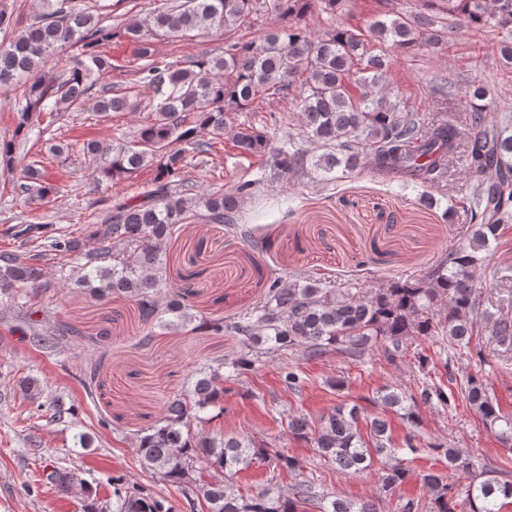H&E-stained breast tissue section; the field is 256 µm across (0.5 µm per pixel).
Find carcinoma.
<instances>
[{
    "label": "carcinoma",
    "mask_w": 512,
    "mask_h": 512,
    "mask_svg": "<svg viewBox=\"0 0 512 512\" xmlns=\"http://www.w3.org/2000/svg\"><path fill=\"white\" fill-rule=\"evenodd\" d=\"M461 17L473 28L512 27V0H423V7ZM44 12L9 41L0 43V88L18 78H29L24 100L17 103L20 136L36 112H60L89 99L104 75L113 69L112 59L92 48L115 37L112 28L90 13L84 0H43ZM339 0H175L155 9L146 24L133 22L124 34L133 42L151 27L179 37L193 31L225 35L224 51L203 56L180 67L151 60L138 67L141 81L154 97L137 104L114 86L103 85L93 109L99 114L139 112L149 109L152 119L137 133V141L103 146L88 142L84 148L100 157V172L107 181L130 178L141 169L155 167L151 188L138 202L126 201L100 222L96 234L100 253L83 252V242L60 234L49 236V251L83 260L73 285L98 297L121 295L137 303L142 320L154 318L164 329L179 330L192 324L198 329L244 340L245 349L215 366L201 370L188 389L164 403V416L141 430L135 448L144 470L176 486L190 512L198 506L206 512H378L374 503L348 501L319 494L307 481L297 482L285 493L276 479L297 473L302 461L248 436L216 438L194 431L191 423L209 422L224 413V382L252 369L262 353L302 346L311 357L339 351L361 357L373 347L393 361L412 336L437 337L455 350L468 349L482 322L492 316L487 280L479 271L485 252L512 223V126L486 119L488 91L474 84L465 94V130L444 117L421 112H402L384 92L390 62L374 45L391 43L411 49L421 43L438 45L442 29L434 28L433 15H385L362 31L332 21L318 32L302 20L317 8L336 15ZM266 12L283 20L279 26L251 39L231 32L252 28L251 17ZM84 48L85 59L67 64L62 72L46 78L43 69L66 46ZM277 96L300 102L299 131L282 130L283 118L275 115L260 126L229 129L231 112L253 109L261 100ZM468 139L466 161L476 177L471 196L448 203L446 213L462 208L470 214V235L454 244L437 264L420 277L389 282L364 300L349 290L328 288L314 275L290 282H269L263 302L243 317L197 319L188 299L196 294L199 273L189 271L175 282L170 277L164 245L177 225L191 217L207 223L235 227L240 206L253 194L257 180H242L229 193L201 192L184 178L186 154H210L231 138L243 157H259L262 168L288 175L311 166L325 175L343 166L368 164L377 173L403 185L427 186L441 181L447 162L461 135ZM322 149L312 154L309 145ZM0 164L12 174L14 189L28 205L55 195L60 187L50 181L38 162L19 163L14 144L0 142ZM47 278L41 265L0 253V295L21 309V321L47 342L70 328L51 325L40 310L25 300ZM493 336L512 343V317L499 315ZM24 397L43 407V389L35 378L19 381ZM462 400L480 415L505 443L512 442V415L502 413L478 373L469 372L460 396L443 386L424 383L417 395H403L397 386L376 391L374 403L400 415L414 427L420 424L418 404L448 408ZM360 411L338 405L310 424L301 415L288 417V428L309 439L320 456L342 474L372 469L383 459L381 488L395 490L412 478V471L391 447L392 427L382 416L359 424ZM427 448L448 462L449 473H428L422 487L430 500V512H501L500 499H512V482L494 471L478 467L471 456L451 445L429 443ZM269 465L272 476L266 486L244 495L232 480L254 465ZM481 473H476V469ZM458 475L472 477L466 500L458 503L454 492ZM46 483L63 493L80 489L82 512H176L164 497L150 492L124 475L112 477V501H100L97 493L77 474L52 468Z\"/></svg>",
    "instance_id": "1"
}]
</instances>
